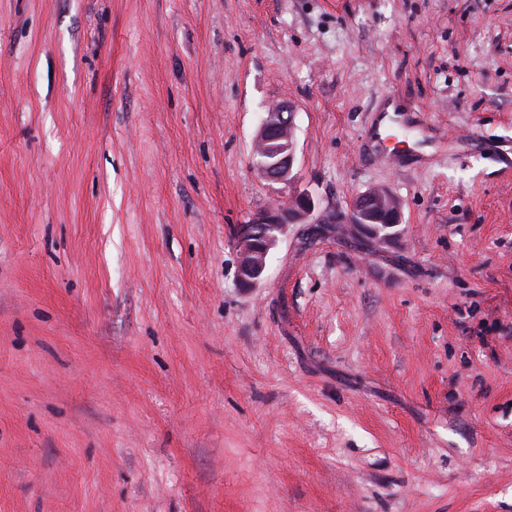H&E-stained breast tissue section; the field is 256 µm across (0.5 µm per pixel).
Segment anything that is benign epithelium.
<instances>
[{
    "label": "benign epithelium",
    "mask_w": 512,
    "mask_h": 512,
    "mask_svg": "<svg viewBox=\"0 0 512 512\" xmlns=\"http://www.w3.org/2000/svg\"><path fill=\"white\" fill-rule=\"evenodd\" d=\"M294 125L290 107L277 104L262 118L254 139L255 166L260 175L272 182L288 185L294 163ZM315 210L313 200L303 194L256 214L242 225L236 236L239 252L238 280L245 287L255 285L263 276L269 251L288 225L304 222ZM319 224H359L371 230L376 240L385 243L398 234L401 211L398 200L385 189H369L356 196L348 212L324 210L316 217Z\"/></svg>",
    "instance_id": "7a95c632"
}]
</instances>
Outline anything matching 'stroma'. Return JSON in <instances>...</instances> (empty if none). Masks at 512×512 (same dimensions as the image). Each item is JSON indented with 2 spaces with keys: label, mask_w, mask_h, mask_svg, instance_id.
Returning <instances> with one entry per match:
<instances>
[{
  "label": "stroma",
  "mask_w": 512,
  "mask_h": 512,
  "mask_svg": "<svg viewBox=\"0 0 512 512\" xmlns=\"http://www.w3.org/2000/svg\"><path fill=\"white\" fill-rule=\"evenodd\" d=\"M0 512H512V0H0ZM293 130L292 113L286 104L273 106L262 118L254 139L253 158L266 180L285 186L290 182L295 156ZM316 221L314 224H360L370 229L378 242L385 243L398 234L401 211L398 200L389 191L377 188L358 194L347 213L324 210L319 212ZM314 210L315 204L308 195H297L256 214L239 228L236 236L238 280L243 286L251 287L262 278L269 251L279 237L286 234L288 225L304 223Z\"/></svg>",
  "instance_id": "35a3bbf8"
}]
</instances>
